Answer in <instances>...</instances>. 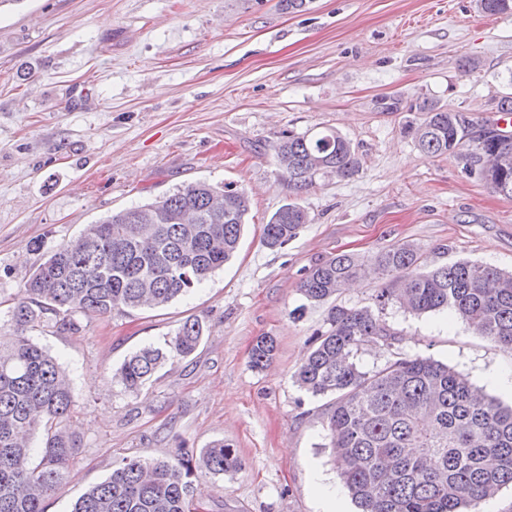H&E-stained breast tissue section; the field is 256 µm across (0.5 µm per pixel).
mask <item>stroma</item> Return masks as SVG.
<instances>
[{
    "instance_id": "stroma-1",
    "label": "stroma",
    "mask_w": 512,
    "mask_h": 512,
    "mask_svg": "<svg viewBox=\"0 0 512 512\" xmlns=\"http://www.w3.org/2000/svg\"><path fill=\"white\" fill-rule=\"evenodd\" d=\"M476 61L475 69L463 60ZM512 91V14L478 0H19L0 8V332L42 252L107 215L205 181L248 193L237 255L200 288L158 308L84 317L80 332L48 328L37 341L70 379L71 427L81 447L47 512H71L123 458H165L221 441L239 468L202 479L206 512H323L319 481L355 505L322 428L326 399L293 374L327 308L297 286L318 260L373 255L411 242L432 268L469 259L512 270V198L466 175L448 155L427 157L406 127L428 97L493 117ZM400 99L397 112L382 98ZM338 130L360 160L346 180L319 176L291 191L273 145L282 132ZM297 201L309 224L279 250L262 226ZM387 321L401 348L467 375L503 405L512 352L444 312ZM197 318L205 336L188 358L137 393L114 378L142 346L164 347ZM277 349L250 366L258 337Z\"/></svg>"
}]
</instances>
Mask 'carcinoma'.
<instances>
[{
    "instance_id": "carcinoma-1",
    "label": "carcinoma",
    "mask_w": 512,
    "mask_h": 512,
    "mask_svg": "<svg viewBox=\"0 0 512 512\" xmlns=\"http://www.w3.org/2000/svg\"><path fill=\"white\" fill-rule=\"evenodd\" d=\"M479 5L492 15L512 12V0ZM410 111L420 115L408 129L421 153L452 156L463 172L512 198L511 136L427 97ZM274 150L282 177L297 192L319 174L344 180L360 171L350 141L332 128L283 132ZM250 207L243 190L197 182L114 212L45 255L10 312L14 338L0 342V512H46L80 448L69 427L68 375L32 333L46 327L77 332L80 315L162 307L189 293L236 253ZM308 223L305 208L288 202L264 224L263 244L280 249ZM368 270L384 280L375 307L330 306L295 382L312 397H331L322 427L358 512H478L483 501L512 486V406L446 363L396 350L403 333L384 311L446 312L475 334L511 345L512 273L469 260L424 269L419 248L404 242L370 257L342 253L321 260L298 291L307 303L324 304ZM204 333L201 320L187 319L166 350L138 349L114 378L137 393L167 362L191 356ZM369 343L392 358L363 368L357 358ZM275 350L272 337L258 338L251 367L265 368ZM34 433L42 443L36 464L27 439ZM237 467L235 450L222 442L173 459L126 458L73 512H196L194 482Z\"/></svg>"
}]
</instances>
